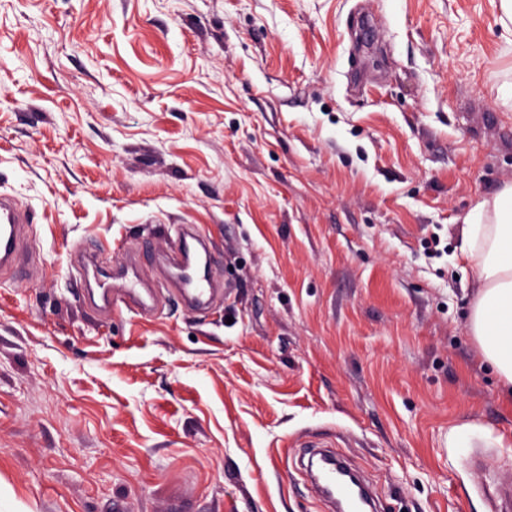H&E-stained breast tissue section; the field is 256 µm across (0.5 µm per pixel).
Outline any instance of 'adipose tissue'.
I'll return each instance as SVG.
<instances>
[{"label":"adipose tissue","mask_w":512,"mask_h":512,"mask_svg":"<svg viewBox=\"0 0 512 512\" xmlns=\"http://www.w3.org/2000/svg\"><path fill=\"white\" fill-rule=\"evenodd\" d=\"M465 224L477 288L471 334L503 387H512V183L477 201Z\"/></svg>","instance_id":"ef3b65f1"}]
</instances>
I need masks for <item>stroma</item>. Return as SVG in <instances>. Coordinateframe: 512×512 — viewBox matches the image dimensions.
<instances>
[{
	"label": "stroma",
	"mask_w": 512,
	"mask_h": 512,
	"mask_svg": "<svg viewBox=\"0 0 512 512\" xmlns=\"http://www.w3.org/2000/svg\"><path fill=\"white\" fill-rule=\"evenodd\" d=\"M499 0H0V512H497L512 402L469 327L475 201L512 182ZM193 224L222 296L156 255ZM140 247L159 298L88 290ZM0 268L11 267L21 261L18 248L20 213L9 196L0 193ZM217 292L216 286L212 283L209 271L195 280V288L188 298V301L195 306L208 304Z\"/></svg>",
	"instance_id": "1"
}]
</instances>
